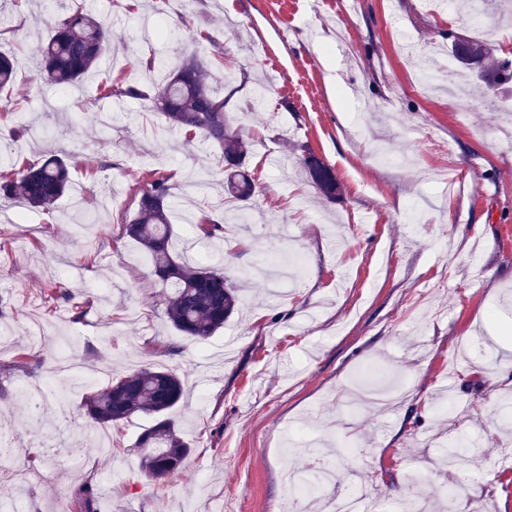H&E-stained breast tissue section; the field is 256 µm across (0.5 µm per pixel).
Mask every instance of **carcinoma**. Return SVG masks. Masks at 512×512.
<instances>
[{
    "label": "carcinoma",
    "instance_id": "1",
    "mask_svg": "<svg viewBox=\"0 0 512 512\" xmlns=\"http://www.w3.org/2000/svg\"><path fill=\"white\" fill-rule=\"evenodd\" d=\"M108 46V33L103 25L94 16L77 12L60 22L48 39L37 45L36 54L42 60L40 76L48 84L67 89L96 68ZM457 61L488 90L512 78V69L496 62L490 46L482 41L467 40L465 52ZM14 80V58L0 53V92L11 88ZM208 80V64L195 53L184 57L173 75L148 93L118 81L104 86L103 97H148L163 116L168 131L185 130L218 143L227 199L245 202L255 189L245 170L248 145L239 135L228 132L227 100L212 95ZM301 163L322 196L333 200L340 194L335 176L327 174L317 182L308 159H301ZM169 180V175L158 169L155 177L139 189L137 213L124 225L125 235L150 258L152 273L171 284L172 291L163 308L168 322L188 339L206 340L224 328L235 312L239 303L237 288L222 268L174 258ZM70 190L65 159L52 156L18 166L9 149L0 146L1 195L31 208L48 209ZM185 221L193 229L194 243L218 238L223 232L222 225L202 210L189 214ZM182 395L183 384L177 373L147 363L86 394L82 410L94 430L118 428L140 414L152 417L153 425L140 436L137 447L141 448L145 473L163 479L181 468L189 451L173 415ZM97 498L98 488L90 483L75 493L80 512H95Z\"/></svg>",
    "mask_w": 512,
    "mask_h": 512
}]
</instances>
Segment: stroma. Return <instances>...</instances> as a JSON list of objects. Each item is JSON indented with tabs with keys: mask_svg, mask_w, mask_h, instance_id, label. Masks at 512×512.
<instances>
[{
	"mask_svg": "<svg viewBox=\"0 0 512 512\" xmlns=\"http://www.w3.org/2000/svg\"><path fill=\"white\" fill-rule=\"evenodd\" d=\"M79 8L111 30L110 51L71 89L41 83L33 46ZM0 25V52L18 62L0 94V143L21 162L68 159L72 182L47 210L0 199V425L25 431L16 458L41 473L0 479L7 506L56 512L62 501L75 512L73 493L89 482L97 512H300L283 473L313 471L289 439L302 430L328 438L329 493L365 489L371 512L402 498L415 470L428 476L425 512L469 499L512 512V408L500 401L512 394V310L501 304L512 293V82L479 94L448 40L456 31L512 60V16L441 13L426 0H55L49 11L0 0ZM193 50L248 144L244 223L226 218L218 145L165 132L150 99L99 93L110 78L150 89L166 73L147 60ZM20 125L34 136L11 139ZM304 147L333 169L338 198L318 195L297 162ZM200 166L213 174L194 205L224 225L203 259L242 290L223 331L194 342L165 319L166 288L123 226L153 170L178 196ZM78 197L99 218L86 237ZM50 266L85 302L83 321L51 299ZM23 352L43 380L62 353L84 373L71 394L49 392L38 423L21 395ZM146 363L184 380L182 470L160 482L143 472L145 415L113 430L110 454L87 446L72 462V436L89 430L83 393ZM406 381L405 398L375 403ZM463 432L476 446L459 487L442 455Z\"/></svg>",
	"mask_w": 512,
	"mask_h": 512,
	"instance_id": "stroma-1",
	"label": "stroma"
}]
</instances>
